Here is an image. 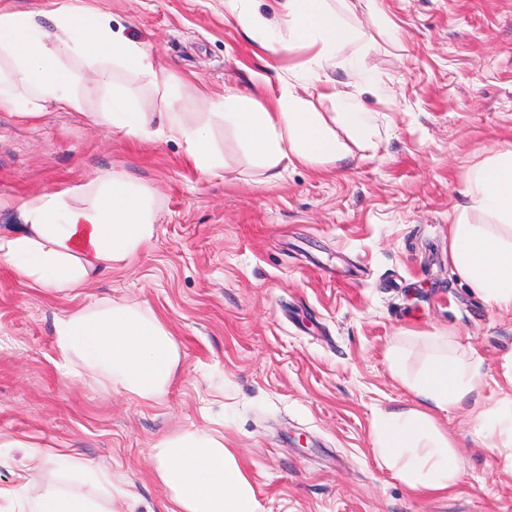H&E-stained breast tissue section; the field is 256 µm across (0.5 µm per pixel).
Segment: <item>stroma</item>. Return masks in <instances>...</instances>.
Here are the masks:
<instances>
[{"mask_svg": "<svg viewBox=\"0 0 512 512\" xmlns=\"http://www.w3.org/2000/svg\"><path fill=\"white\" fill-rule=\"evenodd\" d=\"M199 95L174 105L211 122L224 157L197 171L181 140L138 141L76 112L21 121L0 108V234L21 203L115 176L152 199V240L79 296L34 287L0 265V486L77 495L97 512H165L149 450L209 416L246 466L258 512H512V452L469 405L439 415L454 444L451 492L416 491L373 445L381 411L415 406L389 369L426 362L427 335L448 333L482 360L474 400L501 399L512 315L461 285L448 224L471 170L512 146V0H361L362 54L374 84L331 70L338 91L375 116L335 163L292 165L269 182L211 120L229 94L269 104L304 48L274 55L224 13V0H89ZM148 308L170 330L180 365L146 403L64 374L57 315L106 300ZM62 449L67 466L47 458Z\"/></svg>", "mask_w": 512, "mask_h": 512, "instance_id": "stroma-1", "label": "stroma"}]
</instances>
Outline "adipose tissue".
<instances>
[{"mask_svg": "<svg viewBox=\"0 0 512 512\" xmlns=\"http://www.w3.org/2000/svg\"><path fill=\"white\" fill-rule=\"evenodd\" d=\"M252 0H224L225 10L262 46L279 54L295 46L310 52L294 83L270 106L245 96L220 104L217 114L270 178L284 166L345 158L347 152L306 91L337 101L350 132L364 137L372 116L354 95L337 92L327 70L337 53L356 42L355 22L336 14L328 0H282L281 22L269 24ZM45 29L27 11L0 9V107L21 120L52 110L87 113L92 125L116 127L134 138L183 141L201 173L215 175L224 159L208 124L192 122L171 103V77L140 44L113 29L111 18L74 4L55 13ZM125 72L159 95L163 112L149 121L138 95L117 79ZM102 92L101 111L87 112L90 93ZM448 226V256L458 279L498 310L512 314V148L498 152L471 173ZM19 232L0 235V265L22 280L57 293L88 287L125 262L154 235L147 196L121 179L88 183L78 192L46 193L22 203ZM55 346L60 368L82 367L142 400L165 396L179 364L178 348L152 312L106 302L57 317ZM394 377L416 407L381 412L373 420L374 446L395 477L411 488L443 492L456 481L452 442L435 421L468 400L481 374L479 360L441 356L407 375L399 348L389 354ZM154 474L169 493L166 512H258L254 488L222 435L188 431L151 451Z\"/></svg>", "mask_w": 512, "mask_h": 512, "instance_id": "adipose-tissue-1", "label": "adipose tissue"}]
</instances>
